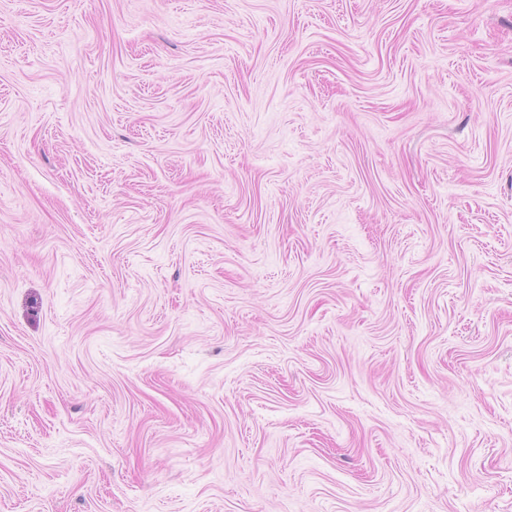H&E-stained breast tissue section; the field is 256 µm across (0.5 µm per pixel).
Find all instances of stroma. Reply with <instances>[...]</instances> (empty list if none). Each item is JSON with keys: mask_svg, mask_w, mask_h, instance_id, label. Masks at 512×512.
<instances>
[{"mask_svg": "<svg viewBox=\"0 0 512 512\" xmlns=\"http://www.w3.org/2000/svg\"><path fill=\"white\" fill-rule=\"evenodd\" d=\"M0 512H512V0H0Z\"/></svg>", "mask_w": 512, "mask_h": 512, "instance_id": "stroma-1", "label": "stroma"}]
</instances>
